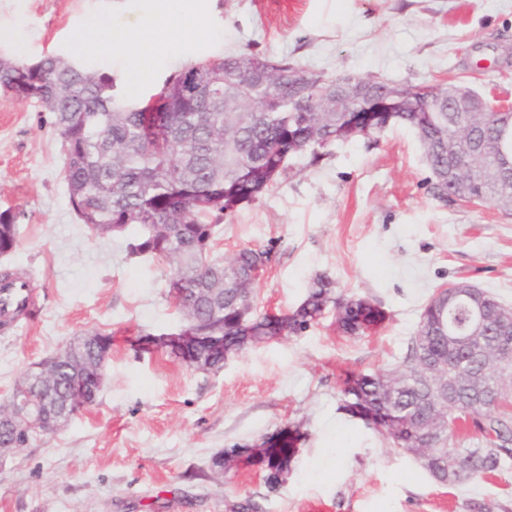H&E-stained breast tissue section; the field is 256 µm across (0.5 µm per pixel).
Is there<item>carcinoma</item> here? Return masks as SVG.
Instances as JSON below:
<instances>
[{
    "mask_svg": "<svg viewBox=\"0 0 512 512\" xmlns=\"http://www.w3.org/2000/svg\"><path fill=\"white\" fill-rule=\"evenodd\" d=\"M361 83L370 97H381L395 83L377 77L344 74L329 77L305 74L288 58L273 60L243 53L206 59L170 75L155 101L139 109L115 104V83L106 73L73 67L54 55L40 60V68L26 75L0 67V92L19 99L33 98L53 114L61 141L70 203L77 219L90 228L107 231L114 225L152 224L172 228L170 239L129 243L131 255L156 252L159 258L181 266L189 288H208L209 297H183L179 311L194 309L200 328L224 335L227 352L244 348L245 336H288L307 329L326 312H336V328L347 335H362L381 325L386 314L362 297L336 292L326 274L313 279L305 299L281 315L253 313L240 319L244 289L265 272L268 252L242 248L224 261L210 259L204 248L214 240L217 225L211 216L231 213L251 202L288 171V158L307 151L318 162L323 150L339 140L375 133L379 121L368 112H349L336 86L348 79ZM409 107L393 123L411 126L421 143L433 176L434 196L448 200L459 187L448 181V146L454 148L455 168L479 161L501 160L499 149L512 153V111L475 112L470 124L448 111V101L437 100L431 111L418 112L429 85H402ZM469 194L512 212V182L491 179ZM17 246L15 218L0 212V255ZM489 332L486 345L496 342L499 316L512 307L483 291ZM468 313L460 304L444 306L441 295L423 308L416 336L402 365L385 373L352 374L343 380L349 402H359L376 417L366 424L386 435L406 452L421 447L422 436L405 427L412 416L427 413L430 389L436 378L423 366L452 365L466 373H483L490 383L496 371L484 360L448 349V327L467 325ZM112 348V333L95 331L64 350L71 361L52 366L58 383L52 407L70 419L81 410L68 401L80 365L96 363L102 349ZM512 386L475 403L466 388L448 402V420L469 418L477 447H453L455 434L428 440L426 470L440 483H456L481 474L512 469V409L499 402ZM267 480L274 484L288 470L294 455V437L280 434L265 450Z\"/></svg>",
    "mask_w": 512,
    "mask_h": 512,
    "instance_id": "obj_1",
    "label": "carcinoma"
}]
</instances>
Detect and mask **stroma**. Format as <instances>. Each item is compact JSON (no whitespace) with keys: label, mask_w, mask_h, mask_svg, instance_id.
Returning a JSON list of instances; mask_svg holds the SVG:
<instances>
[{"label":"stroma","mask_w":512,"mask_h":512,"mask_svg":"<svg viewBox=\"0 0 512 512\" xmlns=\"http://www.w3.org/2000/svg\"><path fill=\"white\" fill-rule=\"evenodd\" d=\"M186 38L166 51L158 0H0V52L20 63L78 58L143 102L175 71L203 58L257 53L302 72L370 75L412 85H465L512 93V0H185ZM138 19L146 41L123 56L95 48L94 20ZM144 66L131 86L127 56ZM18 244L0 256L29 279L33 307L0 329V402L33 366L78 337L105 329L112 354L92 406L55 433L0 458V512H512V472L443 485L408 453L342 408L341 379L402 362L423 307L466 280L512 305V214L493 204L442 201L415 131L394 125L334 143L319 164L301 153L255 201L220 220L217 256L269 250L256 307L294 310L316 274L373 300L387 321L349 336L334 313L296 335L196 370L128 339L181 328L168 296L170 266L127 251L135 229L101 236L69 201L53 115L0 92V212ZM298 436L287 473L228 469V448Z\"/></svg>","instance_id":"35a3bbf8"}]
</instances>
